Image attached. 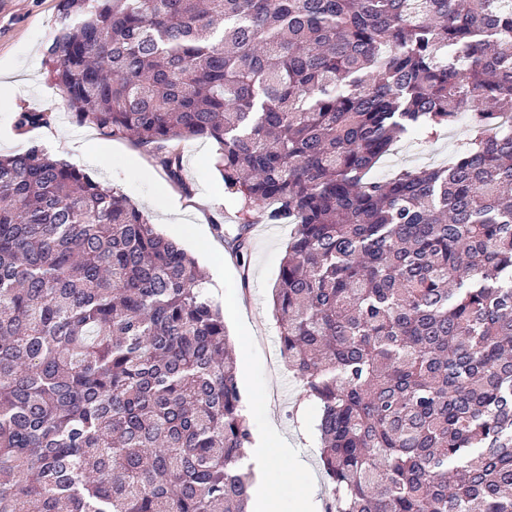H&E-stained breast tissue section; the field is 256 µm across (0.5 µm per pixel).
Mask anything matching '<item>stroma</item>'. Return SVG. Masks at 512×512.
<instances>
[{
	"instance_id": "1",
	"label": "stroma",
	"mask_w": 512,
	"mask_h": 512,
	"mask_svg": "<svg viewBox=\"0 0 512 512\" xmlns=\"http://www.w3.org/2000/svg\"><path fill=\"white\" fill-rule=\"evenodd\" d=\"M58 2L0 0V64L23 69L22 75L0 85V153H18L33 144L49 148L45 139L49 133L70 141V149L60 151V159L124 194L159 233L177 241L198 261L209 276L210 295L224 313L230 337L251 339L237 355V377L251 432L270 450V481L277 486L278 500L291 503L308 486L323 494L315 429L318 410L282 361L272 314L271 288L285 255L290 225L256 224L249 265L240 267L213 228L218 220L226 230H233L240 208L215 167L214 141L182 143L183 177L192 189L187 195L133 138L106 141L94 128L73 122L42 64L58 27ZM25 110L48 113V124L18 134L15 118ZM465 139L462 124L435 139H404L380 172L443 163Z\"/></svg>"
}]
</instances>
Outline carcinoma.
<instances>
[{
	"mask_svg": "<svg viewBox=\"0 0 512 512\" xmlns=\"http://www.w3.org/2000/svg\"><path fill=\"white\" fill-rule=\"evenodd\" d=\"M46 65L188 195L181 142H216L239 262L292 226L273 314L326 512H512V0H59ZM464 113L465 152L369 177ZM251 440L196 260L44 148L0 156V512H246Z\"/></svg>",
	"mask_w": 512,
	"mask_h": 512,
	"instance_id": "cac0c4a2",
	"label": "carcinoma"
}]
</instances>
